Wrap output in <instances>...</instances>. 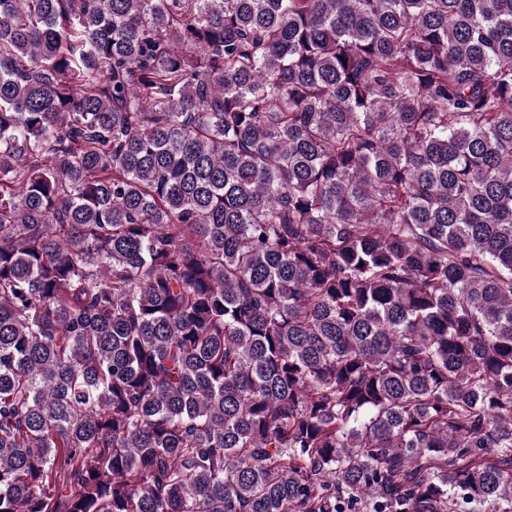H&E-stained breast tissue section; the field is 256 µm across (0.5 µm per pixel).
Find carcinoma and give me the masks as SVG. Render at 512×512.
<instances>
[{"instance_id":"obj_1","label":"carcinoma","mask_w":512,"mask_h":512,"mask_svg":"<svg viewBox=\"0 0 512 512\" xmlns=\"http://www.w3.org/2000/svg\"><path fill=\"white\" fill-rule=\"evenodd\" d=\"M512 512V0H0V512Z\"/></svg>"}]
</instances>
